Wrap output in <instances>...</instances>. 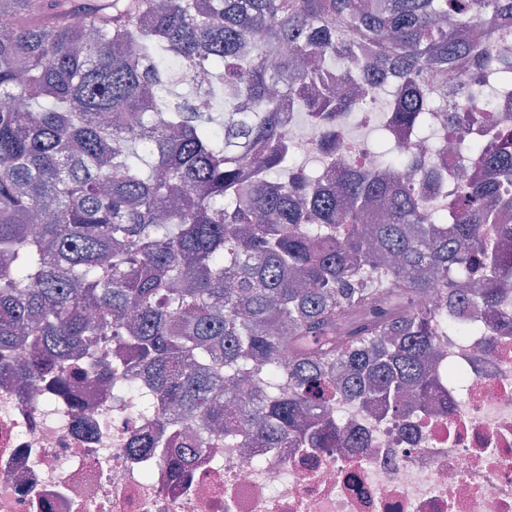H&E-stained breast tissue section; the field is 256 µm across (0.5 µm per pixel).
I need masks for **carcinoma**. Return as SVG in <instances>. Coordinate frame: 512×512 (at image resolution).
I'll return each instance as SVG.
<instances>
[{
  "label": "carcinoma",
  "instance_id": "obj_1",
  "mask_svg": "<svg viewBox=\"0 0 512 512\" xmlns=\"http://www.w3.org/2000/svg\"><path fill=\"white\" fill-rule=\"evenodd\" d=\"M0 14V374L63 390L74 350L121 331L176 406L167 444L145 432L134 452L164 446L180 469L204 451L192 431L219 428L244 448H354L336 394L404 414L430 388L438 331L460 329L452 303L502 299L512 262L482 228H509L511 196L477 170L450 222L397 150L381 156L392 177L309 174L281 100L334 126L363 106L343 88L394 75L391 123L419 129L427 87L468 57L512 85L492 36L459 37L512 20V0H0ZM460 85L466 106L485 94L473 71ZM434 290L448 304L418 307ZM244 361L288 389L230 412ZM127 363L118 346L94 372Z\"/></svg>",
  "mask_w": 512,
  "mask_h": 512
}]
</instances>
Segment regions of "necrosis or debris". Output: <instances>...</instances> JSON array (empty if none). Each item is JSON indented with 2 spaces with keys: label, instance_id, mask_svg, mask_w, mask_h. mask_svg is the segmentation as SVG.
<instances>
[{
  "label": "necrosis or debris",
  "instance_id": "1",
  "mask_svg": "<svg viewBox=\"0 0 512 512\" xmlns=\"http://www.w3.org/2000/svg\"><path fill=\"white\" fill-rule=\"evenodd\" d=\"M429 120L432 140L397 128L393 142L440 172L424 197L444 210L458 177L512 131V89ZM332 132L345 162L379 168L365 138L344 124ZM461 321L479 335L440 334L435 387L406 415L337 398L361 447L216 439L180 471L130 449L149 429L136 412L146 382L135 364L116 373L121 391L79 381L72 398L0 377V512H512V290Z\"/></svg>",
  "mask_w": 512,
  "mask_h": 512
}]
</instances>
